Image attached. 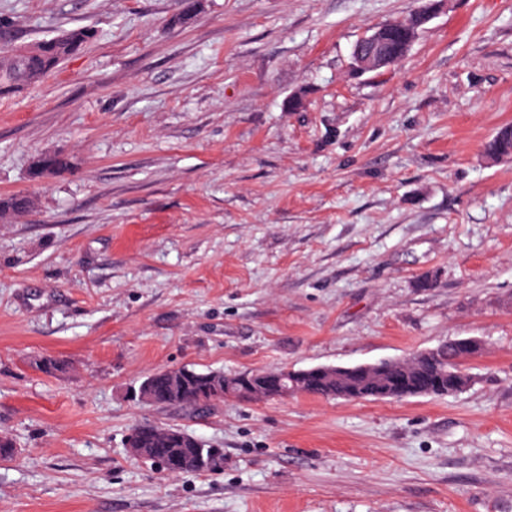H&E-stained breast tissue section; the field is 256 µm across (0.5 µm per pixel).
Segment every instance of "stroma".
<instances>
[{"instance_id": "1", "label": "stroma", "mask_w": 512, "mask_h": 512, "mask_svg": "<svg viewBox=\"0 0 512 512\" xmlns=\"http://www.w3.org/2000/svg\"><path fill=\"white\" fill-rule=\"evenodd\" d=\"M425 0H0L84 49L0 99V512H512V0H444L395 66L352 45ZM304 91L303 109L286 103ZM56 152L70 172L35 182ZM431 275L433 287L415 282ZM476 337L443 397L132 398L147 374L354 366ZM63 360L44 372L36 359ZM224 451L171 476L139 425ZM484 153L492 161L512 157V127H502L489 139L485 143ZM35 207L33 196L18 193L5 198H0V219H5L11 215L25 213Z\"/></svg>"}]
</instances>
